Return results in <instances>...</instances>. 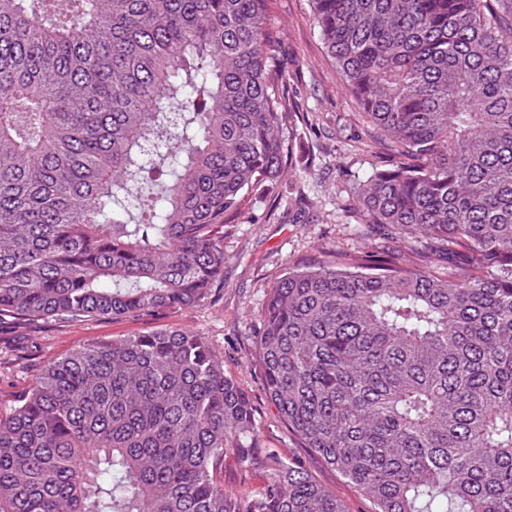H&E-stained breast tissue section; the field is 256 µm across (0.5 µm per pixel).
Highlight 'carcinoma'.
I'll return each mask as SVG.
<instances>
[{"mask_svg": "<svg viewBox=\"0 0 512 512\" xmlns=\"http://www.w3.org/2000/svg\"><path fill=\"white\" fill-rule=\"evenodd\" d=\"M311 4L393 144L354 194L398 247L271 288L266 390L373 512H512V0ZM275 53L268 0H0V323L206 300L285 169ZM255 434L205 338L81 345L0 410V512H345ZM226 448L261 488L224 490Z\"/></svg>", "mask_w": 512, "mask_h": 512, "instance_id": "obj_1", "label": "carcinoma"}]
</instances>
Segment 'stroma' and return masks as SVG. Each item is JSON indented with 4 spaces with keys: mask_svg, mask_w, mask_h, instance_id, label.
Instances as JSON below:
<instances>
[{
    "mask_svg": "<svg viewBox=\"0 0 512 512\" xmlns=\"http://www.w3.org/2000/svg\"><path fill=\"white\" fill-rule=\"evenodd\" d=\"M274 65L288 77L283 132L292 153L272 193L253 199L224 234V277L208 299L180 310L82 322L51 319L0 326V406L28 390L36 369L72 349L156 328H182L204 337L224 360V372L248 395L258 448H271L302 466L336 495L346 512H372L371 503L288 430L253 360L258 315L269 288L288 270L317 263L325 251L354 254L373 238L349 195L379 161L365 151L369 130L326 53L309 0H270Z\"/></svg>",
    "mask_w": 512,
    "mask_h": 512,
    "instance_id": "obj_1",
    "label": "stroma"
}]
</instances>
